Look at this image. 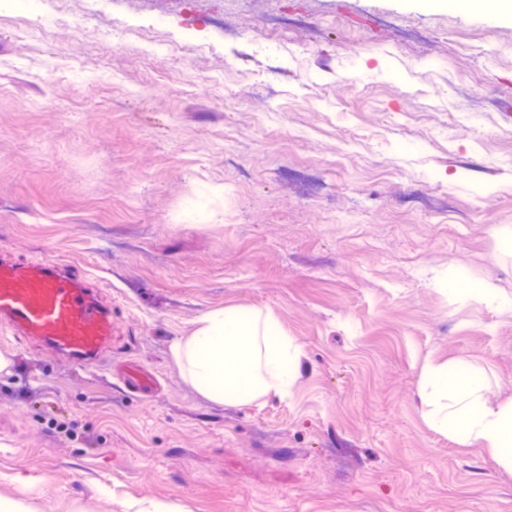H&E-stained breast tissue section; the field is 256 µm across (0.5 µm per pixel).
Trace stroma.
Masks as SVG:
<instances>
[{"label":"stroma","mask_w":512,"mask_h":512,"mask_svg":"<svg viewBox=\"0 0 512 512\" xmlns=\"http://www.w3.org/2000/svg\"><path fill=\"white\" fill-rule=\"evenodd\" d=\"M497 0H60L0 17V257L84 279V364L0 326V498L36 512H512L432 430L437 358L512 395V20ZM167 26H146L147 17ZM150 41L163 49L146 50ZM494 280L505 303L472 300ZM301 343L285 398L213 406L169 355L213 308ZM151 375L132 390L122 370Z\"/></svg>","instance_id":"1"}]
</instances>
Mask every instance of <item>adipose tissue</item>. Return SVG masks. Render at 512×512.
Wrapping results in <instances>:
<instances>
[{
  "label": "adipose tissue",
  "mask_w": 512,
  "mask_h": 512,
  "mask_svg": "<svg viewBox=\"0 0 512 512\" xmlns=\"http://www.w3.org/2000/svg\"><path fill=\"white\" fill-rule=\"evenodd\" d=\"M301 345L269 310L217 308L202 313L186 338L170 347L185 381L202 397L241 405L288 394ZM448 364L422 368L419 391L424 416L435 430H454L468 447L484 449L496 466L512 472V398L488 397L483 377L451 379Z\"/></svg>",
  "instance_id": "ef3b65f1"
}]
</instances>
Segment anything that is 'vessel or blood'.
Instances as JSON below:
<instances>
[{
    "instance_id": "b4317fda",
    "label": "vessel or blood",
    "mask_w": 512,
    "mask_h": 512,
    "mask_svg": "<svg viewBox=\"0 0 512 512\" xmlns=\"http://www.w3.org/2000/svg\"><path fill=\"white\" fill-rule=\"evenodd\" d=\"M0 321L79 360L97 358L112 333L111 312L54 265L0 260Z\"/></svg>"
}]
</instances>
